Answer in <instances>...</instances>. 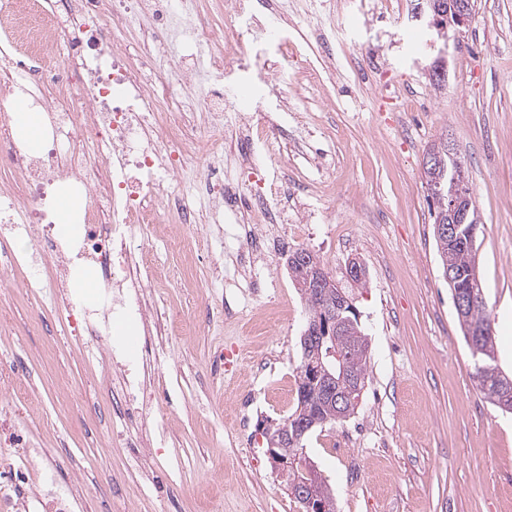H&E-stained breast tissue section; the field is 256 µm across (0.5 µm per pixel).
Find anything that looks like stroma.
Segmentation results:
<instances>
[{"label": "stroma", "instance_id": "35a3bbf8", "mask_svg": "<svg viewBox=\"0 0 512 512\" xmlns=\"http://www.w3.org/2000/svg\"><path fill=\"white\" fill-rule=\"evenodd\" d=\"M335 61L312 59L319 83L299 105L341 164L314 198V216L284 250L317 254L347 289L370 343L368 384L354 415L323 427L306 452L329 480L336 512H512V414L494 406L475 378L431 232L421 158L449 138L464 161L480 224L479 275L495 318L496 362L512 374V0H475L448 50L443 89L430 84L435 52L416 21L417 0L378 19L359 0H324ZM406 103L395 111L393 98ZM247 232L221 224L188 231L180 246L158 224L139 247L153 254V309L169 316L166 359L144 367L139 320L110 319L113 359L73 336L51 289L30 297L0 280V373L27 380L0 396L20 428L63 460L59 487L81 472V512H298L266 454L263 429L296 406L299 339L306 308L282 257L257 261L251 278L211 254L232 253ZM360 258L366 285L345 275ZM225 305L200 308L198 295ZM275 316L254 330L265 310ZM235 349L231 370L216 351ZM164 390L148 423L165 429L148 459L133 454L140 433L115 411L118 371ZM252 390L249 429L234 398Z\"/></svg>", "mask_w": 512, "mask_h": 512}]
</instances>
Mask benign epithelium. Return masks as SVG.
Returning a JSON list of instances; mask_svg holds the SVG:
<instances>
[{
    "mask_svg": "<svg viewBox=\"0 0 512 512\" xmlns=\"http://www.w3.org/2000/svg\"><path fill=\"white\" fill-rule=\"evenodd\" d=\"M432 15L429 27L434 30V43L439 45L437 60L445 59L449 45L459 44L461 27L465 26L472 13V0H429ZM442 160V150L435 143L423 154L422 171L434 169ZM473 199L464 186L448 192V223L435 225L439 239L450 241L456 238L457 225L466 223ZM286 266L303 301L320 299L324 304L323 316L310 322L302 334L306 350V362L312 384L322 398L333 408V417L342 419L353 409L352 395L336 390V368L346 371V363L336 349V337L343 334L352 322L341 316L344 311L356 312L353 302L344 296H336V283L328 278L317 255L309 250H297L287 255ZM308 413L300 409L294 416L293 432L288 426L278 425V432L265 431L267 454L273 470L285 482L287 490L299 505V512H336L335 499L322 495L318 488L323 475L306 454L298 447L307 430ZM295 446L290 455L283 453L288 445Z\"/></svg>",
    "mask_w": 512,
    "mask_h": 512,
    "instance_id": "1",
    "label": "benign epithelium"
}]
</instances>
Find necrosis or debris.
Masks as SVG:
<instances>
[{"label":"necrosis or debris","mask_w":512,"mask_h":512,"mask_svg":"<svg viewBox=\"0 0 512 512\" xmlns=\"http://www.w3.org/2000/svg\"><path fill=\"white\" fill-rule=\"evenodd\" d=\"M279 2L55 0L54 12L44 14L34 0H0V143L27 182L22 192L0 186V223L9 235L58 250L46 222L48 188L67 178L78 193L93 194L70 252L98 264L112 291L110 311L139 317L158 335L165 323L151 313L141 277L149 254L131 248L146 225L167 224L177 243L184 225L220 224L231 216L261 227L241 259L275 253L287 225L305 221L303 213L289 214V194L311 196L317 188L304 166L291 179L274 170L287 163L291 139L273 115L289 113L297 129L309 131L288 95L316 80L288 35ZM106 15L108 32L100 25ZM126 39L139 42L138 56L120 48ZM47 61L57 68L51 84L59 95L51 100L40 77ZM288 62L301 77L289 93L279 85ZM149 70L158 74L151 86L144 81ZM14 101L49 115L48 148L40 156H26L13 136L7 110ZM190 114L200 116L207 136L187 134ZM258 153L266 166L255 161ZM189 169L199 173L195 191L206 212L192 209L172 185ZM5 275L32 292L47 282L64 288L67 304L77 299L67 266L45 269L36 252L1 253ZM0 474L9 481L0 487V512H71V496L52 490L47 449L20 438L0 441Z\"/></svg>","instance_id":"necrosis-or-debris-1"}]
</instances>
